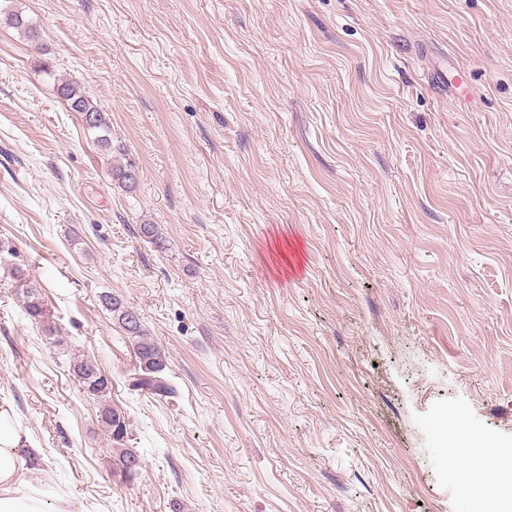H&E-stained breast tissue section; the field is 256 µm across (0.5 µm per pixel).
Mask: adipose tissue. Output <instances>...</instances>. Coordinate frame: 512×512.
Wrapping results in <instances>:
<instances>
[{
  "label": "adipose tissue",
  "mask_w": 512,
  "mask_h": 512,
  "mask_svg": "<svg viewBox=\"0 0 512 512\" xmlns=\"http://www.w3.org/2000/svg\"><path fill=\"white\" fill-rule=\"evenodd\" d=\"M40 456L13 408L0 403V512H79L47 484Z\"/></svg>",
  "instance_id": "1"
}]
</instances>
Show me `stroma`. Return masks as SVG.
<instances>
[{
  "label": "stroma",
  "mask_w": 512,
  "mask_h": 512,
  "mask_svg": "<svg viewBox=\"0 0 512 512\" xmlns=\"http://www.w3.org/2000/svg\"><path fill=\"white\" fill-rule=\"evenodd\" d=\"M106 293L175 396L131 387ZM0 402L84 512H467L473 445L512 449V0H0ZM7 23L21 34L26 37L29 41L36 42L40 38L39 29L33 25L31 20L26 17L24 12L20 9L12 10L6 15ZM57 94L60 99L66 102L71 112L81 113L87 112L93 115L94 124L86 127V131L95 134L94 142L102 151L112 156L113 152H120V147L112 145V127L111 119L106 112L99 109L92 101H90L81 89L72 82L58 80ZM112 181H115L125 191H134L138 185L139 173L134 162L116 163L111 168ZM21 287L24 288L23 308L26 314L34 321L42 322L45 310L40 291L35 285L22 284ZM86 360L84 358H74L70 368L87 394L102 399L112 389V379L99 367L96 361L90 360L94 366L91 368ZM102 424L110 433L113 448H117L118 461L122 470L129 477H134L141 466L139 455L130 448H124L128 437L127 418L120 409L112 407L108 402L103 401L100 411Z\"/></svg>",
  "instance_id": "stroma-1"
}]
</instances>
